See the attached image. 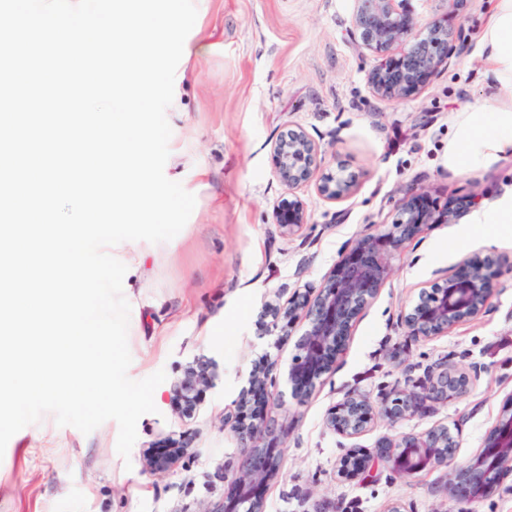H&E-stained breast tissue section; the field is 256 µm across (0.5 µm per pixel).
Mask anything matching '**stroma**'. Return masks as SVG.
<instances>
[{
  "label": "stroma",
  "mask_w": 512,
  "mask_h": 512,
  "mask_svg": "<svg viewBox=\"0 0 512 512\" xmlns=\"http://www.w3.org/2000/svg\"><path fill=\"white\" fill-rule=\"evenodd\" d=\"M188 43L207 52L178 64L182 78L167 110L171 144L164 173L196 197L181 232L159 244L141 242L136 272L126 273L131 306V379L157 371L167 379L153 395L155 412L140 417L129 458L116 450L118 425L90 434L58 426L53 415L16 433L0 455V512H220L224 477L243 450L224 427L249 371L270 355L283 402L270 410L283 441V464L262 490L265 512H512V492L458 503L443 491L446 471L394 477L379 466L369 476L340 479L336 465L352 447L370 448L392 431L448 426L458 462L481 446L504 400L512 395V229H482L457 219L436 224L392 261L390 276L352 329L334 371L303 404L287 385L298 320L288 341L259 322L265 303H286L296 289H318L347 244L392 224L408 187L426 191L430 205L479 196L486 201L512 188V156L486 170L458 174L445 162L453 112L488 103L480 35L495 0H468L451 15L448 0H412L421 23L447 19L463 26L466 43L439 74L410 98L374 93V54L351 35L356 0H195ZM304 130L318 148L320 173L353 176L352 192L335 201L316 183L297 188L308 222L298 237L282 238L272 219L285 193L272 145L286 129ZM499 261L496 290L477 319L429 340L408 337L401 316L423 288L464 257ZM218 365L198 411L184 421L169 391L196 358ZM468 372V393L424 416L390 427L385 419L346 439L325 426L329 409L349 392L382 407L440 362ZM193 443L166 474L144 465L143 453L182 433Z\"/></svg>",
  "instance_id": "35a3bbf8"
}]
</instances>
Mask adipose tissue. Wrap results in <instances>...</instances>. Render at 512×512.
Here are the masks:
<instances>
[{
  "instance_id": "1",
  "label": "adipose tissue",
  "mask_w": 512,
  "mask_h": 512,
  "mask_svg": "<svg viewBox=\"0 0 512 512\" xmlns=\"http://www.w3.org/2000/svg\"><path fill=\"white\" fill-rule=\"evenodd\" d=\"M480 43L497 104L489 112L473 108L454 114L446 160L456 173H475L512 156V0H497Z\"/></svg>"
}]
</instances>
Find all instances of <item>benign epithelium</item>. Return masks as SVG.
I'll return each instance as SVG.
<instances>
[{
	"mask_svg": "<svg viewBox=\"0 0 512 512\" xmlns=\"http://www.w3.org/2000/svg\"><path fill=\"white\" fill-rule=\"evenodd\" d=\"M353 36L377 58L370 72L374 92L387 99H405L418 94L446 64L456 50L458 32L447 21L435 19L424 35H417L418 19L409 0H357ZM277 174L288 193L274 209L275 224L285 236L296 234L308 223L303 201L294 189L311 181L317 171L315 143L302 130L278 136L272 147ZM353 180L341 174H324L319 192L333 200L350 194ZM425 191L412 188L402 197L396 218L381 232L368 233L348 247L342 259L324 277L314 293L296 291L284 305L267 303L261 323L288 338L294 323L304 317L307 328L295 344L288 372L292 396L304 401L322 377L330 373L342 355L352 327L378 294L390 272L391 259L431 224H451L474 205L471 197L453 199L442 210H424ZM498 260L475 253L420 293L418 302L403 316L407 334L432 338L481 315L495 288ZM275 361L264 355L254 363L248 386L234 401V412L224 417V426L240 441L244 459L224 488V512H263L261 496L253 494L277 474L282 463V442L267 417V409L278 404L280 395L271 384ZM217 373V364L198 360L185 368L174 384L171 402L184 419L197 410L200 387ZM469 377L443 365L412 389L395 392L379 410L368 397L349 393L332 408L326 426L348 439L366 432L383 417L390 426L421 416L448 400L465 394ZM189 442L180 440L172 454L158 457L144 452L146 467L153 473L171 470L186 454ZM456 437L447 427L423 432H400L379 440L374 449L354 448L340 458L337 475L352 479L382 463L401 478L427 469L446 468L444 490L459 503H469L499 492L504 479L512 476V396L503 404L495 423L485 433L481 448L462 465L455 464Z\"/></svg>",
	"mask_w": 512,
	"mask_h": 512,
	"instance_id": "obj_1",
	"label": "benign epithelium"
}]
</instances>
